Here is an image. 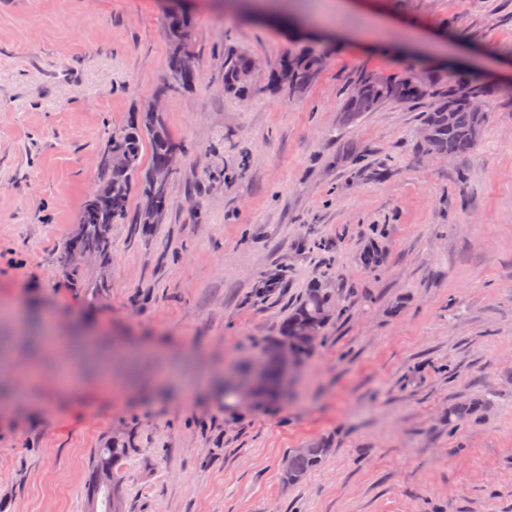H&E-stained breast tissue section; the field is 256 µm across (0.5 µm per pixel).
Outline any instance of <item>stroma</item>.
Instances as JSON below:
<instances>
[{
  "instance_id": "stroma-1",
  "label": "stroma",
  "mask_w": 512,
  "mask_h": 512,
  "mask_svg": "<svg viewBox=\"0 0 512 512\" xmlns=\"http://www.w3.org/2000/svg\"><path fill=\"white\" fill-rule=\"evenodd\" d=\"M248 2L186 0L197 76L165 94L160 0H0V329L92 336L163 368L110 396L81 370L73 399L55 353L36 377L18 349L0 512H86L89 460L115 435L133 447L125 512H512V71L487 76L464 156L419 149L424 102L341 112L368 73L468 78L477 51L512 63V0H296L298 19ZM412 29L460 51L401 50ZM228 49L258 65L247 100L224 92ZM291 51L318 66L288 91L268 74ZM156 100L183 148L166 215L113 225L110 264L71 279L59 256L98 153ZM315 282L336 308L289 392L225 405V371L265 355ZM323 438V465L283 483L288 453Z\"/></svg>"
}]
</instances>
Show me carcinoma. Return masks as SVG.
<instances>
[{
    "label": "carcinoma",
    "instance_id": "obj_1",
    "mask_svg": "<svg viewBox=\"0 0 512 512\" xmlns=\"http://www.w3.org/2000/svg\"><path fill=\"white\" fill-rule=\"evenodd\" d=\"M182 39L186 44H191L187 20L183 16L170 20L167 30L169 90L189 85L174 61L175 47ZM249 63L250 57L245 54L232 50L224 53V93L242 100L251 95L253 87L241 85L236 80L237 72L247 68ZM315 65L314 57L291 53L281 60L278 70L272 74V81H277L278 71L289 68L295 73V83L298 84L312 72ZM486 93L487 86L477 79L450 77L443 82L422 73L418 76L391 75L380 81L367 75L345 98L342 112L347 120L354 121L363 113L372 112L384 104L423 100L426 107L421 112L420 125L433 132L431 141L421 143L423 150L441 156H461L476 148L487 122V113L479 110L477 105ZM145 146L149 147L151 154L147 166L141 160ZM176 148L178 145L169 137L162 117L149 112L147 106L133 113L126 128L108 138L98 160L99 190L86 199L80 223L60 255V263L69 277L77 279L82 275V266L70 262L72 251L81 250L85 256L101 261L112 255V225L125 220L133 190H138L140 199L136 223H161L167 211L168 199L154 203L146 195V190L153 170L165 164L170 151ZM114 151L129 156L130 164L126 169H112L109 155ZM332 307L333 296L330 292L316 284L311 285L288 311L279 336L272 341L273 351L283 350L290 356L308 359L315 352L318 341L306 340L300 331L311 320L318 323L319 331H324L329 322L327 312ZM478 406L479 403L475 401L454 406L448 411V423L455 425L471 418L478 411ZM327 447L329 442L318 440L305 453L297 450L289 454L283 464V482L295 485L303 481L323 464L326 455L322 449ZM128 451L126 442L119 440L107 441L93 452L86 498L101 502L103 512L113 510L111 493L100 481V475L111 473L112 487H117L121 482L117 466Z\"/></svg>",
    "mask_w": 512,
    "mask_h": 512
}]
</instances>
